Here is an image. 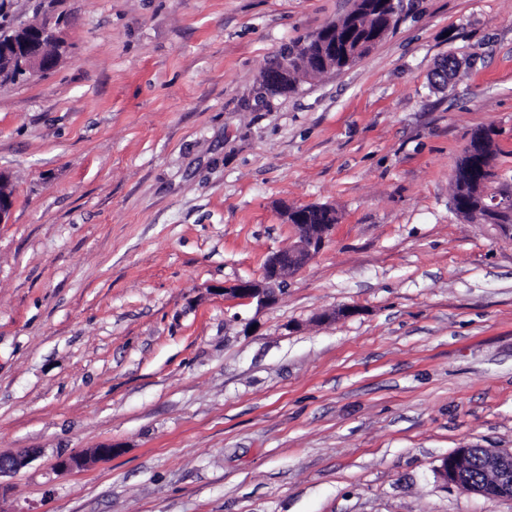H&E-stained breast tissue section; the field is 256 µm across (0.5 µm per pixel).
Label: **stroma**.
<instances>
[{
    "mask_svg": "<svg viewBox=\"0 0 512 512\" xmlns=\"http://www.w3.org/2000/svg\"><path fill=\"white\" fill-rule=\"evenodd\" d=\"M352 6L5 0L65 51L0 85V453L32 458L0 512H512L438 475L512 449V230L450 206L483 128L512 190V0H404L353 67L255 107ZM308 205L338 216L322 250L225 303ZM322 30L285 47L276 61L288 57L297 76L327 72L321 65V49L317 43ZM288 62L284 63L285 69L274 67L267 72V84L281 83L287 78Z\"/></svg>",
    "mask_w": 512,
    "mask_h": 512,
    "instance_id": "1",
    "label": "stroma"
}]
</instances>
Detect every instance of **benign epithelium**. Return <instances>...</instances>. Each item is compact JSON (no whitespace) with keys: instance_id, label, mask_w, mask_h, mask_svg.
Instances as JSON below:
<instances>
[{"instance_id":"obj_1","label":"benign epithelium","mask_w":512,"mask_h":512,"mask_svg":"<svg viewBox=\"0 0 512 512\" xmlns=\"http://www.w3.org/2000/svg\"><path fill=\"white\" fill-rule=\"evenodd\" d=\"M61 41L46 24H26L7 41L0 42V79L22 70L35 77L52 70L60 56ZM499 216L498 224L512 226V192L487 194L469 212L472 224H490L492 217ZM286 223L295 227L298 242L293 247L273 254L264 266L259 279H238L224 285V299L242 303H256L263 307L276 298V288L283 285L290 273L305 265L324 246L331 224H303L297 209L284 211ZM470 449L458 448L443 458L439 467L442 479L458 489L488 498L512 499V450L484 448L479 455L478 466L492 473L481 480L471 478L464 463ZM28 456L0 454V478L12 475L28 466Z\"/></svg>"}]
</instances>
